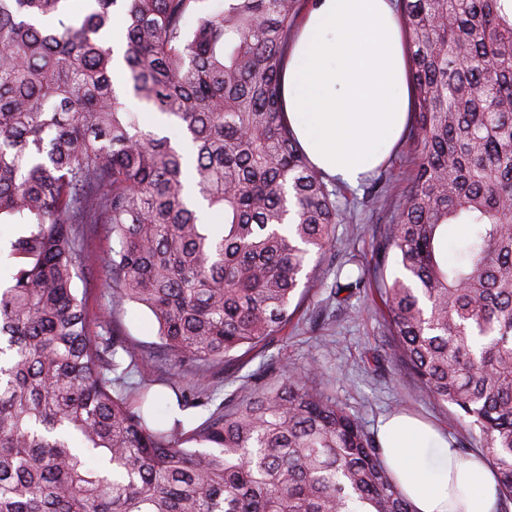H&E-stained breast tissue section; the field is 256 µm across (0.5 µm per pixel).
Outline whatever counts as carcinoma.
Masks as SVG:
<instances>
[{
	"label": "carcinoma",
	"instance_id": "cac0c4a2",
	"mask_svg": "<svg viewBox=\"0 0 512 512\" xmlns=\"http://www.w3.org/2000/svg\"><path fill=\"white\" fill-rule=\"evenodd\" d=\"M0 0V512H415L377 436L317 369L268 361L200 421L231 353L291 321L310 256L332 252L343 209L291 133L282 77L312 0ZM417 172L374 239L366 270L336 280L341 308L376 290L388 313L383 374L469 420L512 501V0H399ZM125 34L107 44L112 19ZM133 96L180 132L146 129ZM107 226L112 305L147 308L156 374L119 326L73 288ZM468 235L454 243L450 228ZM404 277L387 281L389 257Z\"/></svg>",
	"mask_w": 512,
	"mask_h": 512
}]
</instances>
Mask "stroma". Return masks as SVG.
Masks as SVG:
<instances>
[{
  "label": "stroma",
  "instance_id": "35a3bbf8",
  "mask_svg": "<svg viewBox=\"0 0 512 512\" xmlns=\"http://www.w3.org/2000/svg\"><path fill=\"white\" fill-rule=\"evenodd\" d=\"M416 170L415 146L407 138L380 170L382 176L391 179L389 196L372 198L366 196L363 187L337 185L339 200L350 210L349 220L336 228L337 251L349 252L362 263L369 260L380 224L399 203ZM335 274V267L327 260L318 261L313 270L314 283L304 293L293 321L281 336L269 341L263 354L241 355L231 375L219 377L217 396L236 390L244 376L269 358L301 370L317 367L329 379L337 400L356 412L369 430H376L384 415L399 411L435 424L452 440L466 443L470 452H477L479 446L472 441L467 422L452 420L448 407L417 388L408 374L396 368L380 378L368 371V350L384 344L388 337L384 305L379 295L372 293L356 301L353 310L335 307L329 290ZM75 288L86 291L90 316L114 310L127 341L148 357L159 358L157 325L146 308L131 302L113 308L109 288L100 278L91 283L76 280Z\"/></svg>",
  "mask_w": 512,
  "mask_h": 512
}]
</instances>
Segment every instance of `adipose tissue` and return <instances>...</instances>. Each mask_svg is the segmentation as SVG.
<instances>
[{
    "instance_id": "obj_1",
    "label": "adipose tissue",
    "mask_w": 512,
    "mask_h": 512,
    "mask_svg": "<svg viewBox=\"0 0 512 512\" xmlns=\"http://www.w3.org/2000/svg\"><path fill=\"white\" fill-rule=\"evenodd\" d=\"M407 73L394 0H314L283 77L288 124L312 164L349 187L378 168L412 118ZM378 438L415 512H496L497 475L481 454L400 413Z\"/></svg>"
}]
</instances>
